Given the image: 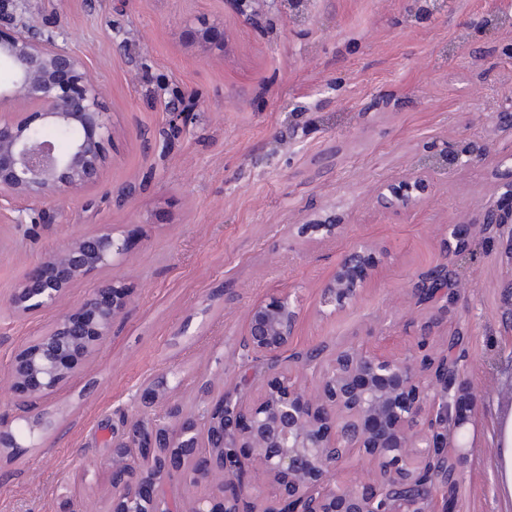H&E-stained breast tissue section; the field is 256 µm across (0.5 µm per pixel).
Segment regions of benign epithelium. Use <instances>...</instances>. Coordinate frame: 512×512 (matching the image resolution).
<instances>
[{"mask_svg": "<svg viewBox=\"0 0 512 512\" xmlns=\"http://www.w3.org/2000/svg\"><path fill=\"white\" fill-rule=\"evenodd\" d=\"M25 0H0V67L12 81L0 100L17 107L0 119V223L21 224V201L51 204L79 197L100 176L109 136L101 92L86 62L38 28L21 21ZM204 44L220 42L215 27L188 29ZM72 135L62 151L38 132ZM485 150L445 153L452 164L480 163ZM425 180L381 186L378 199L407 211L425 194ZM484 230L512 227V206L485 208ZM468 224L448 225V252L466 249ZM376 245L360 240L346 251L325 282L321 305L340 311L353 304L375 269ZM127 254V239L110 228L82 234L33 265L9 299L19 317L54 310L77 280L112 266ZM449 263L410 287L417 307L431 295L435 278ZM131 305L127 288L105 281L45 331L13 354L11 385L0 400L23 403L22 428L0 427V453H25L27 441L51 426L41 403L112 334ZM302 309L284 293L253 304L238 340L240 362L261 366L260 387H235L217 399L201 388L195 406L170 407L160 419L153 408L168 390L166 377L143 388L139 414L122 420L107 462L112 498L106 512H437L448 496V447H466L461 433L464 394L456 388L460 368L448 362V344L435 337L441 354L423 353L436 317L425 323L412 352L392 354L347 344L315 358L288 360ZM351 461L346 477L339 466ZM179 473L187 484L202 480L211 493L182 502L164 493Z\"/></svg>", "mask_w": 512, "mask_h": 512, "instance_id": "benign-epithelium-1", "label": "benign epithelium"}]
</instances>
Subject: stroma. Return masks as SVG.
Masks as SVG:
<instances>
[{"label":"stroma","instance_id":"1","mask_svg":"<svg viewBox=\"0 0 512 512\" xmlns=\"http://www.w3.org/2000/svg\"><path fill=\"white\" fill-rule=\"evenodd\" d=\"M23 20L85 60L110 137L82 196L0 224V382L51 319L16 317L5 302L69 239L109 225L129 250L60 309L106 280L130 288L132 305L48 404L53 428L0 458V512H64L70 500L104 512L113 423L162 375L159 413L191 407L204 381L217 397L239 384L238 338L257 301L298 297L295 348L385 336L404 350L431 315L412 303L411 281L441 262L452 224L472 225L475 255L432 333L465 328L460 364L480 398L440 512H506L491 436L495 398L512 384V235L478 219L512 181V127L495 120L512 99V0H28ZM190 25L222 27L223 46L190 42ZM451 145L489 152L476 167L424 170ZM422 172V203L378 204L383 184ZM327 221L341 235L326 236ZM362 238L377 245L374 276L353 305L322 309V284Z\"/></svg>","mask_w":512,"mask_h":512}]
</instances>
